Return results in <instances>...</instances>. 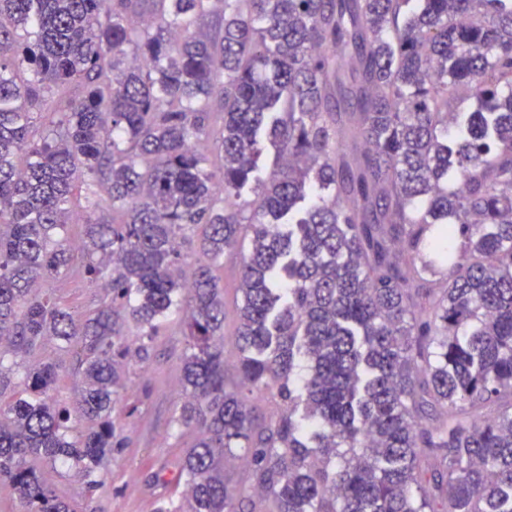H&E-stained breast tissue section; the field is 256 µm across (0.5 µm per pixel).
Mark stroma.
Masks as SVG:
<instances>
[{
    "instance_id": "35a3bbf8",
    "label": "stroma",
    "mask_w": 512,
    "mask_h": 512,
    "mask_svg": "<svg viewBox=\"0 0 512 512\" xmlns=\"http://www.w3.org/2000/svg\"><path fill=\"white\" fill-rule=\"evenodd\" d=\"M240 259L224 258L220 277L224 284V357L228 378H235L237 348L232 335L238 325L242 296L238 290ZM59 305L74 316L92 311L103 295L101 285L90 279L46 281ZM185 338L177 331L158 337L149 359L130 355L125 365V383L119 389L112 415L125 437L124 447L114 449L99 465L102 482L87 490L73 471L51 465L34 456L30 465L49 477L56 493L69 501L76 512H156L162 502L161 480L175 475L184 451L195 438L193 431L182 437L169 434V422L182 395L180 357ZM38 360L55 363L59 381L52 397L73 401L82 385L81 369L74 349L51 342L37 355Z\"/></svg>"
}]
</instances>
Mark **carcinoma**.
<instances>
[{
	"mask_svg": "<svg viewBox=\"0 0 512 512\" xmlns=\"http://www.w3.org/2000/svg\"><path fill=\"white\" fill-rule=\"evenodd\" d=\"M81 184L112 220L74 247ZM63 273L107 284L82 318L32 292ZM171 327L198 437L158 512H512V0H0V485L27 512H74L30 456L98 487L119 362ZM50 338L74 401L51 362L5 395ZM239 256L234 252L224 256V271L218 272L221 284H224V357L226 360L227 377L236 380L234 368L237 348L232 334L238 325V311L242 304V296L238 291ZM39 361L56 364L59 381L56 390L51 393L52 398L60 403L73 401L82 385L81 369L74 348H64L57 342H50L36 356L27 359L24 365L31 367Z\"/></svg>",
	"mask_w": 512,
	"mask_h": 512,
	"instance_id": "cac0c4a2",
	"label": "carcinoma"
}]
</instances>
